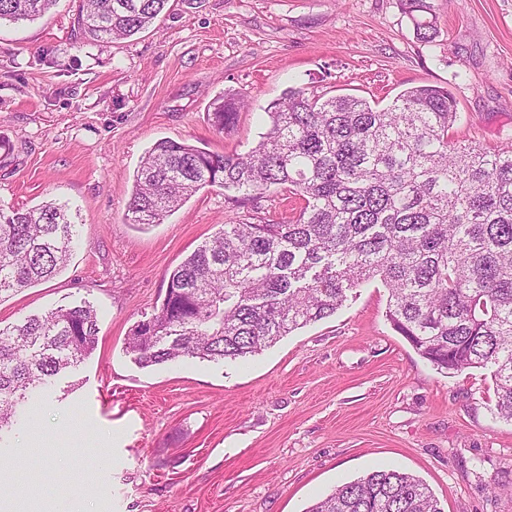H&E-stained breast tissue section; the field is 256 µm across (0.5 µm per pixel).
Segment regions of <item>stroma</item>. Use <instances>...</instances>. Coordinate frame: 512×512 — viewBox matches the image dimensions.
Listing matches in <instances>:
<instances>
[{"instance_id": "obj_1", "label": "stroma", "mask_w": 512, "mask_h": 512, "mask_svg": "<svg viewBox=\"0 0 512 512\" xmlns=\"http://www.w3.org/2000/svg\"><path fill=\"white\" fill-rule=\"evenodd\" d=\"M438 35L419 42L399 0H169L145 31L84 44L77 0L32 23H0V208L66 205L78 235L49 281L0 297V328L83 302L98 342L37 386L0 432L13 512H308L378 468L422 479L443 512H512V421L489 370H437L398 334L388 291L355 288L335 315L244 360L141 368L126 355L170 272L229 219L292 217L280 190L235 207L204 187L162 223L126 218L134 174L161 139L244 153L291 87L388 106L448 88L451 135L512 144V0H428ZM238 93L234 129L212 102Z\"/></svg>"}]
</instances>
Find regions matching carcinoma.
<instances>
[{"label": "carcinoma", "mask_w": 512, "mask_h": 512, "mask_svg": "<svg viewBox=\"0 0 512 512\" xmlns=\"http://www.w3.org/2000/svg\"><path fill=\"white\" fill-rule=\"evenodd\" d=\"M169 0H79L75 36L129 38ZM416 39L437 35L427 0H400ZM56 0H0V21L33 22ZM245 100L209 113L228 132ZM246 153L160 140L134 175L132 224H158L206 186L245 205L278 189L298 196L282 223L231 220L175 268L157 313L126 353L142 368L180 357L237 360L326 319L364 282L389 290L387 317L440 370L489 368L494 408L512 420V146L487 150L448 138L457 103L418 86L377 108L349 95L288 88ZM75 224L47 201L0 208V295L48 279L70 259ZM88 305L58 308L0 329V429L29 389L75 367L97 344ZM308 512H442L421 480L375 469L338 486Z\"/></svg>", "instance_id": "1"}]
</instances>
